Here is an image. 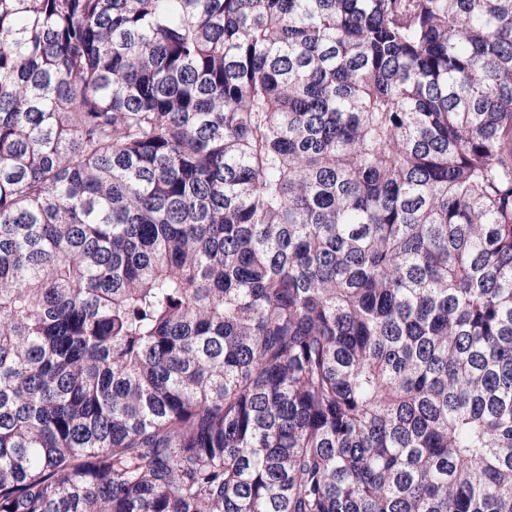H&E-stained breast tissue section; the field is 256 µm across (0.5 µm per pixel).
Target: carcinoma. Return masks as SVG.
I'll return each instance as SVG.
<instances>
[{"mask_svg": "<svg viewBox=\"0 0 512 512\" xmlns=\"http://www.w3.org/2000/svg\"><path fill=\"white\" fill-rule=\"evenodd\" d=\"M0 512H512V0H0Z\"/></svg>", "mask_w": 512, "mask_h": 512, "instance_id": "1", "label": "carcinoma"}]
</instances>
